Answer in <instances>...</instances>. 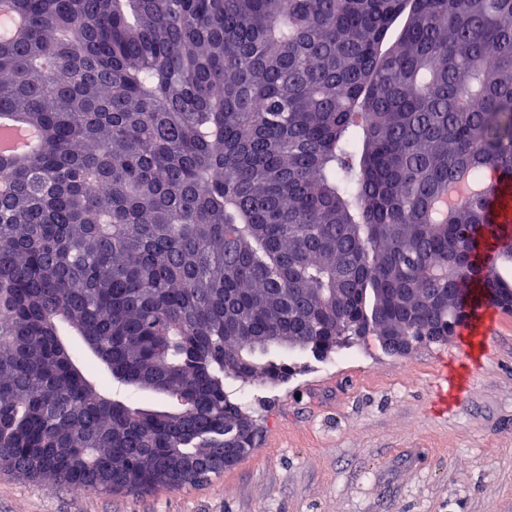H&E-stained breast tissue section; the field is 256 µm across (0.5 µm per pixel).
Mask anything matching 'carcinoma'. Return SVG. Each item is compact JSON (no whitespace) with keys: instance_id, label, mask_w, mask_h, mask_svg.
<instances>
[{"instance_id":"cac0c4a2","label":"carcinoma","mask_w":512,"mask_h":512,"mask_svg":"<svg viewBox=\"0 0 512 512\" xmlns=\"http://www.w3.org/2000/svg\"><path fill=\"white\" fill-rule=\"evenodd\" d=\"M0 115V470L175 490L256 447L225 380L391 329L452 335L512 179V0H11ZM80 336L105 392L61 340ZM35 136L32 132L20 129L15 122L7 117L0 118V155L15 150L27 149L34 145Z\"/></svg>"}]
</instances>
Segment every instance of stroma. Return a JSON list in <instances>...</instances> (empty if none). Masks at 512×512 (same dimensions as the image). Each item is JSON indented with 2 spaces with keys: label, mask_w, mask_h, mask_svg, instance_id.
Wrapping results in <instances>:
<instances>
[{
  "label": "stroma",
  "mask_w": 512,
  "mask_h": 512,
  "mask_svg": "<svg viewBox=\"0 0 512 512\" xmlns=\"http://www.w3.org/2000/svg\"><path fill=\"white\" fill-rule=\"evenodd\" d=\"M473 324L404 356L373 336L319 359L293 351L283 382H229L257 445L197 485L78 493L0 470V512H512V318L486 327L475 361ZM445 370L470 389L443 407Z\"/></svg>",
  "instance_id": "35a3bbf8"
}]
</instances>
